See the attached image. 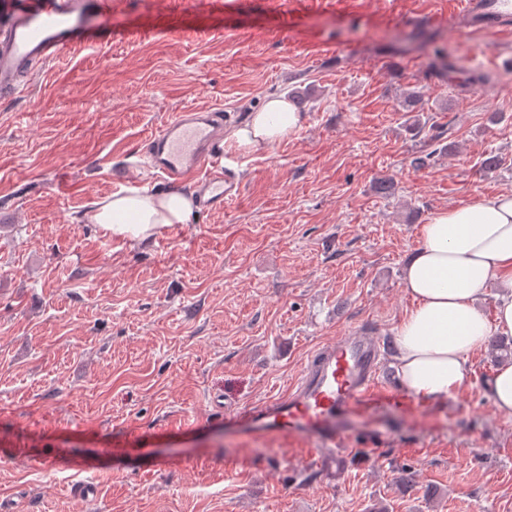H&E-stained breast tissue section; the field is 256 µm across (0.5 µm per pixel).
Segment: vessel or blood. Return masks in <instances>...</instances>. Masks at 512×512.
I'll return each mask as SVG.
<instances>
[{"mask_svg": "<svg viewBox=\"0 0 512 512\" xmlns=\"http://www.w3.org/2000/svg\"><path fill=\"white\" fill-rule=\"evenodd\" d=\"M471 16L464 36L512 41V0H458ZM112 12V0H7L0 9V92H16L39 68L78 43L80 33ZM223 108L175 114L146 140L150 166L170 184L192 188L203 212L222 210L240 190L224 161ZM381 339L361 332L338 337L312 357L287 392L247 410L252 434L281 438L312 451L342 448L353 414L393 401L380 379Z\"/></svg>", "mask_w": 512, "mask_h": 512, "instance_id": "obj_1", "label": "vessel or blood"}]
</instances>
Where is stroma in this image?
I'll return each mask as SVG.
<instances>
[{"instance_id": "35a3bbf8", "label": "stroma", "mask_w": 512, "mask_h": 512, "mask_svg": "<svg viewBox=\"0 0 512 512\" xmlns=\"http://www.w3.org/2000/svg\"><path fill=\"white\" fill-rule=\"evenodd\" d=\"M455 2L112 0L106 25L0 94V506L512 512V419L482 393L486 346L445 404L352 415L332 481L300 466V444L237 421L322 344L354 330L391 344L420 226L512 190V43L460 36ZM420 33L457 70H428ZM295 90V134L225 147L242 187L223 210L144 243L87 222L120 187L162 192L144 141L177 112L224 106L229 134ZM490 153L500 167L481 170Z\"/></svg>"}]
</instances>
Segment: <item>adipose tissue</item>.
<instances>
[{
    "mask_svg": "<svg viewBox=\"0 0 512 512\" xmlns=\"http://www.w3.org/2000/svg\"><path fill=\"white\" fill-rule=\"evenodd\" d=\"M302 113L287 96L269 98L234 131L235 149L250 152L300 129ZM184 192L123 188L93 208L89 219L112 236L144 242L163 226L188 223ZM403 288L412 305L394 329L401 388L425 402H445L471 386L472 352L490 337H512V192L435 212L407 261ZM497 288L494 310L480 305Z\"/></svg>",
    "mask_w": 512,
    "mask_h": 512,
    "instance_id": "adipose-tissue-1",
    "label": "adipose tissue"
}]
</instances>
